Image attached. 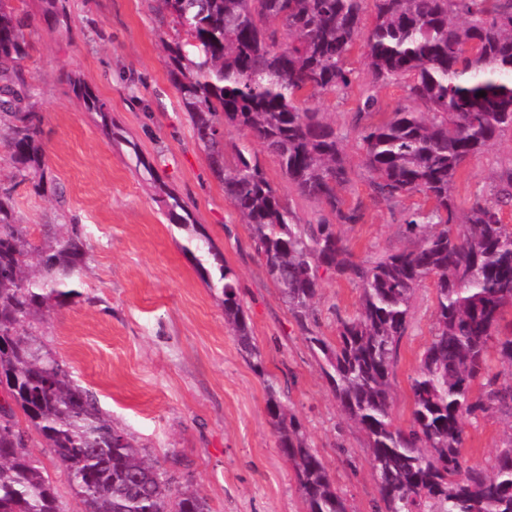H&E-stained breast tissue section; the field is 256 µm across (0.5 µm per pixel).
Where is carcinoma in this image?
I'll return each instance as SVG.
<instances>
[{
  "label": "carcinoma",
  "instance_id": "1",
  "mask_svg": "<svg viewBox=\"0 0 512 512\" xmlns=\"http://www.w3.org/2000/svg\"><path fill=\"white\" fill-rule=\"evenodd\" d=\"M156 2L183 32L166 46L168 76L210 168L246 224L265 274L320 355L341 410L367 438L375 512H512V333L500 331L512 309V225L502 218L512 205V170L466 209L451 191L462 165L512 129V0H372L368 24L367 0ZM31 26L27 12L0 0V144L15 177L38 189L42 119L23 107ZM356 45L374 83L409 78L408 98L428 106L399 107L361 130L374 198L391 204L417 193L431 202L406 219L419 244L369 263L355 260L335 230L362 218L360 207L344 209L338 196L351 173L342 136L300 100L347 90V55ZM76 93L88 110L109 112L88 89ZM231 129L275 156L288 183L328 208L336 223L302 221L257 154L237 149L227 162L224 134ZM185 212L173 199L170 223L188 227ZM187 242L199 267L218 258L209 238ZM84 264L77 225L63 224L57 237L37 244L16 222L10 193L0 194V512H69L31 452L34 435L66 470L81 512H212L206 497L148 459L31 332L40 315L78 295ZM218 271L209 287L222 296L224 323L261 373L264 359L237 276L226 265ZM323 271L347 277L360 291L356 311L337 318L333 341L316 331ZM429 278L434 334L411 378L412 420L403 429L392 419V381L416 290ZM492 351L504 381L489 373ZM266 405L307 512H349L273 381ZM492 410L508 417L511 432L487 471L466 465L461 448L464 421Z\"/></svg>",
  "mask_w": 512,
  "mask_h": 512
}]
</instances>
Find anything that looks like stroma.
I'll return each instance as SVG.
<instances>
[{
    "mask_svg": "<svg viewBox=\"0 0 512 512\" xmlns=\"http://www.w3.org/2000/svg\"><path fill=\"white\" fill-rule=\"evenodd\" d=\"M33 18V50L23 68L30 89L24 104L44 117L43 191L14 177L10 152L0 147V192H10L17 218L35 242L60 225L78 224L86 252L79 294L46 313L33 332L95 395L101 411L129 433L150 459L178 466L214 512H305L293 468L283 457L266 409V382L274 380L325 463L351 512H373L379 497L365 434L341 411L322 362L265 275L246 225L223 184L212 174L188 114L168 77L166 43L175 38L155 0H69L68 27L56 25L42 0H24ZM352 88L308 104L344 134L351 167L339 195L362 205L363 218L336 230L357 260L370 262L412 246L408 212L421 195L375 201L363 166L361 129L387 120L410 101L404 83L373 85L361 49L347 59ZM79 80L107 102L108 116L88 111L75 96ZM373 89L377 109L359 114L361 93ZM271 183L307 222L329 212L300 196L277 159L260 156ZM149 161L155 181L141 166ZM512 170V131L458 172L453 195L467 208L478 192H492ZM187 207L236 273L240 298L264 373L246 361L224 325L220 295L209 288L187 233L170 224L164 192ZM320 331L335 339L338 318L354 313L359 289L347 278L322 276ZM435 294L423 283L412 326L400 346L393 381L392 417L411 420L409 383L433 334ZM512 422L493 412L465 422L462 453L468 464L490 468Z\"/></svg>",
    "mask_w": 512,
    "mask_h": 512,
    "instance_id": "35a3bbf8",
    "label": "stroma"
}]
</instances>
